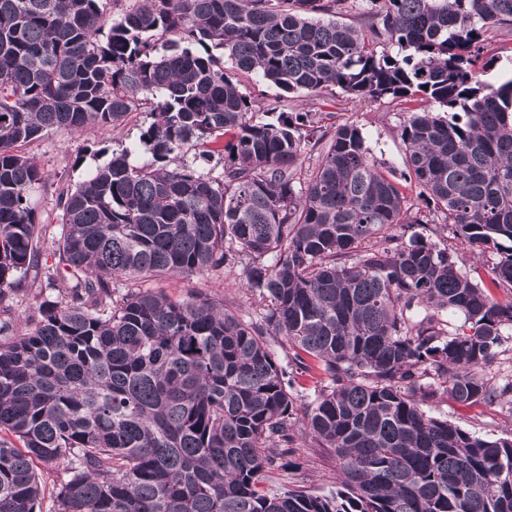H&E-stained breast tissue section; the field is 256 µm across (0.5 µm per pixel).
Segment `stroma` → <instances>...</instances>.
Wrapping results in <instances>:
<instances>
[{"mask_svg":"<svg viewBox=\"0 0 512 512\" xmlns=\"http://www.w3.org/2000/svg\"><path fill=\"white\" fill-rule=\"evenodd\" d=\"M304 107L318 112L327 126L344 122L356 123L374 156L381 159L387 168L396 171L403 169L405 148L398 135V108L388 103L371 107L360 106L339 91L308 99ZM149 121L147 113L136 112L124 126L109 135H102L92 128L79 135L59 131L27 145L25 151L37 158L50 180L63 177L75 184L89 171L106 163L110 150L138 145L140 129ZM146 286L153 290L164 289L176 298L185 296L191 290L208 294L219 293L226 301L234 303L239 312L247 317L255 315L258 310L253 299L245 294L241 276L236 271L205 278L150 280ZM436 412L459 428L485 439L512 434L510 403L467 405L451 401L441 404ZM292 460L297 464L296 469L273 473L272 479L276 485L301 484L313 494H325L335 489L337 470L332 453L311 447L309 438L303 436L299 439Z\"/></svg>","mask_w":512,"mask_h":512,"instance_id":"35a3bbf8","label":"stroma"}]
</instances>
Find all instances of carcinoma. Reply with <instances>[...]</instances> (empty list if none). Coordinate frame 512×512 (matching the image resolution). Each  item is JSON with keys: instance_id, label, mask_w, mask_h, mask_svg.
<instances>
[{"instance_id": "cac0c4a2", "label": "carcinoma", "mask_w": 512, "mask_h": 512, "mask_svg": "<svg viewBox=\"0 0 512 512\" xmlns=\"http://www.w3.org/2000/svg\"><path fill=\"white\" fill-rule=\"evenodd\" d=\"M111 2L0 0V295L42 298L0 317V512H512V437L430 410L512 392L480 375L512 330V78L478 69L512 53V0ZM335 89L401 107L405 171L284 108ZM146 107L141 162L55 182L43 262L47 178L21 148ZM236 269L257 320L138 288ZM298 422L336 457L327 494L265 486L299 469ZM36 459L69 478L46 489ZM240 80L243 86L242 90L255 98L258 97L260 100L273 98L279 93V90L273 85L264 82L255 75L241 76ZM34 293H5L1 296L0 308L10 311L18 323H24L35 307L38 306V300Z\"/></svg>"}]
</instances>
